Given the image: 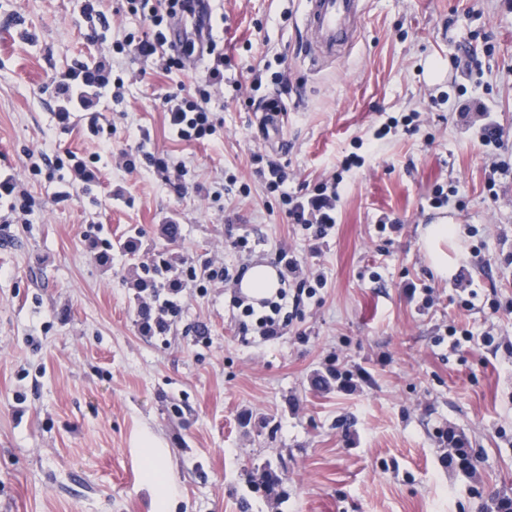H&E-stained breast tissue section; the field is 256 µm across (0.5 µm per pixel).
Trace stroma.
I'll return each mask as SVG.
<instances>
[{"mask_svg": "<svg viewBox=\"0 0 512 512\" xmlns=\"http://www.w3.org/2000/svg\"><path fill=\"white\" fill-rule=\"evenodd\" d=\"M84 3L0 0V181L15 185L0 192V512H492L512 499V0H367L354 48L315 70L299 51L303 0H213L224 85L203 142L176 139L163 107L193 93L201 65L118 50L147 22L127 0H100L101 22ZM94 64L108 85L62 111L63 86ZM273 97L270 138L254 117ZM484 109L500 149L476 138ZM412 112L416 132L374 141ZM256 153L294 197L363 157L326 243L290 223ZM154 155L185 163L180 186ZM79 161L91 181L75 182ZM438 186L451 198L436 209ZM431 224L457 228L444 278L421 238ZM244 233L247 254L231 246ZM131 235L136 257L95 259L94 239ZM282 247L326 285L264 342L242 335L235 284L207 265H272ZM161 249L191 279L166 336H146L130 263ZM467 283L499 309L461 308ZM411 284L432 288V308ZM452 326L472 340L442 343ZM157 453L163 485L146 471Z\"/></svg>", "mask_w": 512, "mask_h": 512, "instance_id": "35a3bbf8", "label": "stroma"}]
</instances>
